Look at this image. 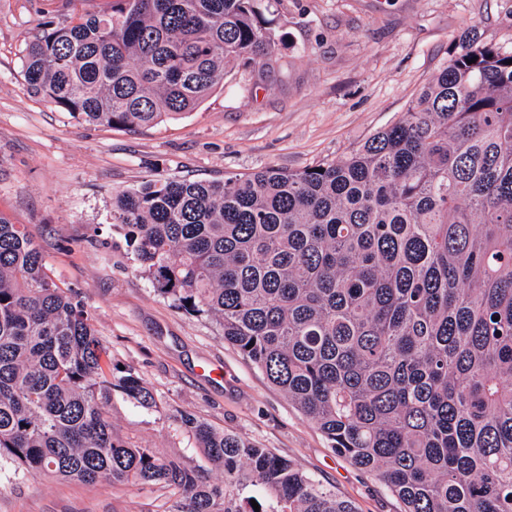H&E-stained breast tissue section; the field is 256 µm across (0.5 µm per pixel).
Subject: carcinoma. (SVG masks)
<instances>
[{"instance_id":"carcinoma-1","label":"carcinoma","mask_w":512,"mask_h":512,"mask_svg":"<svg viewBox=\"0 0 512 512\" xmlns=\"http://www.w3.org/2000/svg\"><path fill=\"white\" fill-rule=\"evenodd\" d=\"M259 0H104L41 12L29 91L73 119L150 128L196 109L242 61L271 72ZM474 63H469V60ZM512 51L466 29L406 112L339 158L112 194L136 271L206 317L402 512H512ZM84 303L0 215V458L29 474L159 484L173 512H355L291 461L187 412L224 481L120 437L112 391L156 400ZM228 493L231 497L237 500L257 498L262 503L263 509L268 512H272V510L278 509L277 503L271 497H269L265 492L251 485L230 487L228 488Z\"/></svg>"}]
</instances>
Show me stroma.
Wrapping results in <instances>:
<instances>
[{"mask_svg": "<svg viewBox=\"0 0 512 512\" xmlns=\"http://www.w3.org/2000/svg\"><path fill=\"white\" fill-rule=\"evenodd\" d=\"M283 69L238 63L192 112L144 132L80 123L26 88L21 50L37 15L0 0V214L25 225L50 275L89 310L115 365L157 406L113 392L116 432L222 480L173 416L186 411L292 461L356 512H400L388 489L322 432L211 320L187 315L135 271L112 227L114 192L160 177L300 170L358 146L405 112L472 26L512 49V0H268ZM155 484L36 477L0 459V512H171Z\"/></svg>", "mask_w": 512, "mask_h": 512, "instance_id": "obj_1", "label": "stroma"}]
</instances>
